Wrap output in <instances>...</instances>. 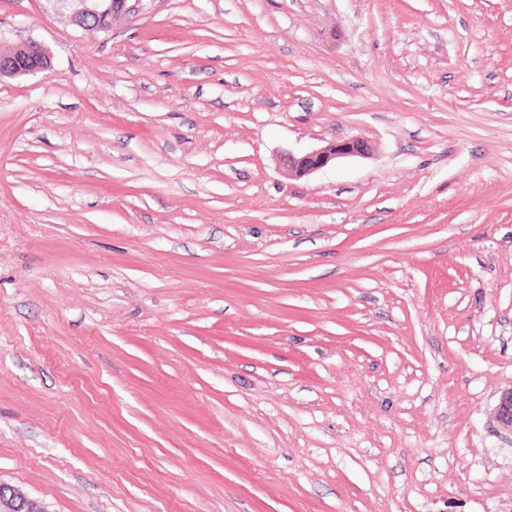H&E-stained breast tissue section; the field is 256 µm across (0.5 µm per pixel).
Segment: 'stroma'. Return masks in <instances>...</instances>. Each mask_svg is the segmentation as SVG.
<instances>
[{
  "instance_id": "1",
  "label": "stroma",
  "mask_w": 512,
  "mask_h": 512,
  "mask_svg": "<svg viewBox=\"0 0 512 512\" xmlns=\"http://www.w3.org/2000/svg\"><path fill=\"white\" fill-rule=\"evenodd\" d=\"M130 6L0 0V49L52 55L0 80V483L512 512V0ZM130 0H47L54 11H67L79 28L104 31L126 19ZM372 151L371 143L361 137H352L302 154H285L281 167L288 178H301L328 167L338 159L366 157Z\"/></svg>"
}]
</instances>
